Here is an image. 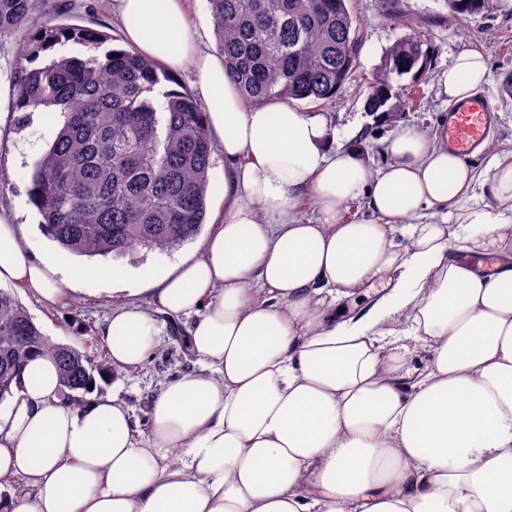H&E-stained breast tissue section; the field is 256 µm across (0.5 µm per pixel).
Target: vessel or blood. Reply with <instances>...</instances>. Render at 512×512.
<instances>
[{
	"label": "vessel or blood",
	"instance_id": "1",
	"mask_svg": "<svg viewBox=\"0 0 512 512\" xmlns=\"http://www.w3.org/2000/svg\"><path fill=\"white\" fill-rule=\"evenodd\" d=\"M493 120L487 98L471 97L456 102L441 124V135L449 150L470 156L484 141Z\"/></svg>",
	"mask_w": 512,
	"mask_h": 512
}]
</instances>
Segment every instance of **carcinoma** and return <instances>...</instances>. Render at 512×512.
<instances>
[{"mask_svg":"<svg viewBox=\"0 0 512 512\" xmlns=\"http://www.w3.org/2000/svg\"><path fill=\"white\" fill-rule=\"evenodd\" d=\"M464 17L492 0H443ZM224 74L252 101L332 102L355 74L361 50L350 0H208ZM35 0H0V33H25L24 60L68 44L99 48L111 37L83 26L35 20ZM428 52L416 34L383 53L369 109L386 114L394 79L421 75ZM17 123L36 110L59 117L31 174L29 201L44 231L67 253L117 258L144 247L168 251L195 239L207 211L214 141L205 112L177 78L132 49L59 53L13 80ZM50 355L73 400L94 373L112 371L108 350L89 355L51 342L11 290L0 288V402L23 368Z\"/></svg>","mask_w":512,"mask_h":512,"instance_id":"1","label":"carcinoma"}]
</instances>
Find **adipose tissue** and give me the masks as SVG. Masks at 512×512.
Listing matches in <instances>:
<instances>
[{
	"label": "adipose tissue",
	"mask_w": 512,
	"mask_h": 512,
	"mask_svg": "<svg viewBox=\"0 0 512 512\" xmlns=\"http://www.w3.org/2000/svg\"><path fill=\"white\" fill-rule=\"evenodd\" d=\"M117 2L130 44L193 69L226 206L152 311L118 309L103 335L114 369L137 368L160 346L157 314L188 316L203 367L154 393L143 435L117 397L73 403L55 360H32L0 415V512H512V149L482 174L406 128L371 169L323 114L243 96L186 0ZM488 75L463 51L449 101ZM359 198L368 218L343 221ZM56 273L0 213V283L51 305ZM373 281L384 293L344 311ZM404 337L430 348L424 371ZM18 478L29 495L8 492Z\"/></svg>",
	"instance_id": "1"
}]
</instances>
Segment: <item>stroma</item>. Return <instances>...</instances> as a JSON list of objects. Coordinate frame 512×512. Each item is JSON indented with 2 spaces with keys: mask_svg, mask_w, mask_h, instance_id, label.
I'll use <instances>...</instances> for the list:
<instances>
[{
  "mask_svg": "<svg viewBox=\"0 0 512 512\" xmlns=\"http://www.w3.org/2000/svg\"><path fill=\"white\" fill-rule=\"evenodd\" d=\"M400 3L411 18L406 27L384 18L381 0H351V8L360 23L362 42L360 66L354 78L345 84L335 101L319 104L297 100L294 108L328 114L337 144L362 147L369 166L379 169L387 161L384 140L400 128L413 127L425 133L437 131L440 118L448 110V94L441 75L461 51L475 47L485 54L490 66V81L483 89L497 114L490 140L494 147L511 149L512 99L503 94L502 88L512 79V0H493L488 14L471 18L452 14L441 0H400ZM37 5L45 19L100 30L111 35L113 46L125 45L115 0H37ZM410 32L419 35L429 50L427 69L418 78L407 75L393 81V99L412 101L413 106L394 121L385 122L366 107L372 73L380 65L385 50ZM53 134L54 127L47 115L37 112L30 114L25 128L12 123L0 127V173L8 176L5 189L0 192V209L11 213L22 226L24 245L34 256L53 258L62 288L61 301L53 307L40 303L29 288L16 289V296L52 342L91 353L101 348L102 329L114 308L132 305L149 309L157 278L174 271L180 262L201 256L204 235L212 230V219L224 214V158L218 152L213 155L208 222L203 226V235L168 252L139 250L118 259L98 256L89 260L64 255L58 244L45 234L40 215L28 202L30 174ZM89 262L127 274L129 288L116 287L96 277L67 280L72 266ZM158 320L162 325L159 351L141 369L114 372L99 382L97 388L98 395L114 396L124 402L141 423L146 420L150 397L162 383L200 368L199 362L186 353L170 317L162 314Z\"/></svg>",
  "mask_w": 512,
  "mask_h": 512,
  "instance_id": "35a3bbf8",
  "label": "stroma"
}]
</instances>
